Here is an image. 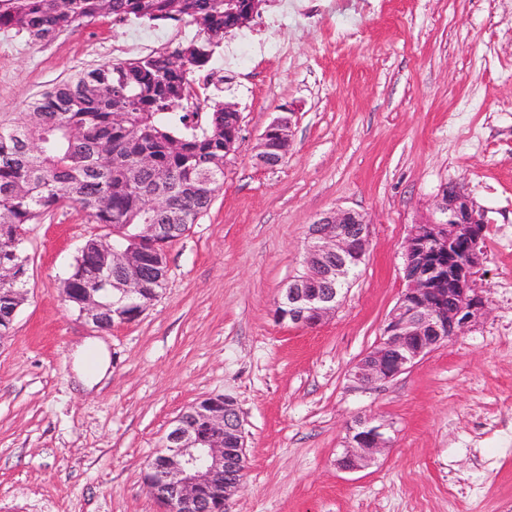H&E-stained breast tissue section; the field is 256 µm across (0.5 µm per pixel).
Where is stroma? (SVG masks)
Masks as SVG:
<instances>
[{
	"mask_svg": "<svg viewBox=\"0 0 512 512\" xmlns=\"http://www.w3.org/2000/svg\"><path fill=\"white\" fill-rule=\"evenodd\" d=\"M278 0L225 38L210 97L235 103L241 139L224 186L166 249L167 279L135 321L99 329L62 286L98 231L67 203L30 225L25 299L0 339V512H160L144 482L173 422L232 399L246 479L227 512H512V0H373L278 22ZM265 52L240 56L244 38ZM133 39L106 18L0 60V112L21 111ZM294 110L269 169L260 134ZM484 210L476 276L486 313L371 389L350 372L404 287L402 244L443 185ZM345 208L371 223L369 254L336 309L302 328L276 313L308 227ZM103 339L112 373L76 389L71 347ZM375 416L391 445L368 468L336 465L346 429Z\"/></svg>",
	"mask_w": 512,
	"mask_h": 512,
	"instance_id": "35a3bbf8",
	"label": "stroma"
}]
</instances>
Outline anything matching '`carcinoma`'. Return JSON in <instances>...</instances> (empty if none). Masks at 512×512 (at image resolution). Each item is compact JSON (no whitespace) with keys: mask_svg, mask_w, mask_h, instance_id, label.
I'll return each mask as SVG.
<instances>
[{"mask_svg":"<svg viewBox=\"0 0 512 512\" xmlns=\"http://www.w3.org/2000/svg\"><path fill=\"white\" fill-rule=\"evenodd\" d=\"M251 0H0V30L34 44L111 16L145 22L189 21L199 38L173 54L154 53L81 69L31 98L19 113H0V238L17 242L11 262L27 266L26 226L67 201L104 235L134 238L142 224L173 232L148 250L162 256L209 209L224 184V143L238 136L236 114L215 100L210 111L184 106L190 76L203 70L224 35L250 15ZM151 158L140 164V156ZM99 238L75 259L76 288L112 281Z\"/></svg>","mask_w":512,"mask_h":512,"instance_id":"carcinoma-1","label":"carcinoma"}]
</instances>
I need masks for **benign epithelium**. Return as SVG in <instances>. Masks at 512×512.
Returning a JSON list of instances; mask_svg holds the SVG:
<instances>
[{
    "mask_svg": "<svg viewBox=\"0 0 512 512\" xmlns=\"http://www.w3.org/2000/svg\"><path fill=\"white\" fill-rule=\"evenodd\" d=\"M293 113L276 117L260 135L255 159L268 168L283 162L292 145ZM487 219L465 190L442 187L434 216L410 227L403 243L406 288L385 319L378 344L355 366L353 381L361 388L387 382L407 371L448 340L465 332L485 310L474 288L476 269L483 260L480 243ZM162 224L142 225L140 237L112 243V288L119 299L106 304L92 288L64 282L68 301L79 316L104 328L119 305L121 322L136 320L159 296L152 277L133 280L127 272H146L149 257L142 239L163 236ZM370 224L355 210L334 209L320 214L308 228L304 266L317 272L324 287L304 276L292 279L277 301L281 319L300 327L318 325L340 304L350 272L365 260ZM387 424L359 418L348 428L339 469L367 468L385 448ZM245 468V437L239 410L224 396L207 397L191 405L166 436L165 450L148 465L145 482L162 512H225V503L238 492Z\"/></svg>",
    "mask_w": 512,
    "mask_h": 512,
    "instance_id": "7a95c632",
    "label": "benign epithelium"
}]
</instances>
